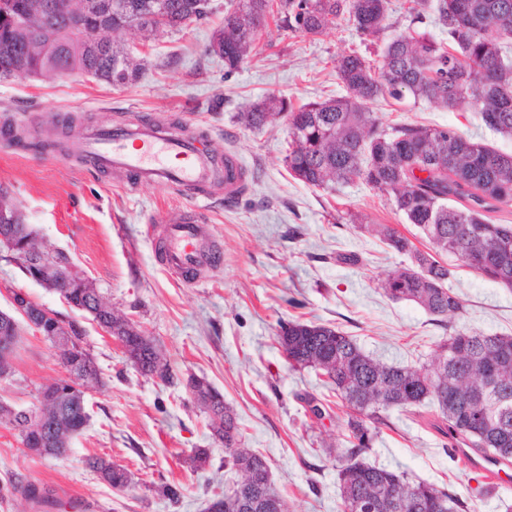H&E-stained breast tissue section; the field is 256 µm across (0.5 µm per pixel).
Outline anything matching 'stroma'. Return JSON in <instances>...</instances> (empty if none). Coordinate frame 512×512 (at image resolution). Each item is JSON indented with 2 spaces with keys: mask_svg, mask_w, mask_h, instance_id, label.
I'll list each match as a JSON object with an SVG mask.
<instances>
[{
  "mask_svg": "<svg viewBox=\"0 0 512 512\" xmlns=\"http://www.w3.org/2000/svg\"><path fill=\"white\" fill-rule=\"evenodd\" d=\"M226 2L211 0L209 18L144 48L145 74L131 85L116 88L78 75L0 82V128L64 150L38 153L0 139V187L51 248L67 252L104 299L150 336L175 374L170 383L141 375L90 314L1 261L0 310H9L12 287L79 324L102 382L88 387V423L64 457L31 455L13 430L0 426V487L35 481L50 490L54 504L77 495L93 512H204L214 494L243 474L225 467L209 416L186 386L193 375L223 394L243 447L267 458L290 512H340L336 460L328 448L346 438L348 416L314 372L289 366L276 340L280 323L324 324L353 336L366 353L416 366L429 365L448 334L423 308L390 300L379 286L405 257L367 225H393L427 249L416 228L363 180L329 193L292 177L285 163L287 124L252 130L237 120L244 103L270 95L296 106L344 95L336 76L342 55L355 52L376 65L393 36L416 30L440 40L443 32L431 20H415L411 0H391L385 30L370 37L358 36L344 18L317 36L291 33L278 29L273 15L252 56L228 74L223 61L206 52ZM370 108L386 127L452 126L512 155V137L487 129L466 100L443 108L410 97L379 99ZM142 119L207 133L213 150L236 154L243 167V194H216L202 210L222 260L204 268L193 285L158 264L149 237L151 225L193 208V201L166 188L130 187L87 166L78 153L80 128ZM447 263L448 286L464 306L455 328L511 336L512 289L455 257ZM11 362V373L0 378V400L14 406H31L63 373L50 342L31 330ZM196 448L211 451L206 469L191 467ZM93 454L124 466L130 488L115 490L87 468L85 458ZM365 459L455 493L467 512H505L512 505V484L493 487L467 469L422 407L387 412ZM163 483L180 486L179 505L158 493Z\"/></svg>",
  "mask_w": 512,
  "mask_h": 512,
  "instance_id": "1",
  "label": "stroma"
}]
</instances>
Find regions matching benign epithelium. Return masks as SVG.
I'll list each match as a JSON object with an SVG mask.
<instances>
[{"label":"benign epithelium","mask_w":512,"mask_h":512,"mask_svg":"<svg viewBox=\"0 0 512 512\" xmlns=\"http://www.w3.org/2000/svg\"><path fill=\"white\" fill-rule=\"evenodd\" d=\"M104 12L112 13L110 0H84L78 8H67L70 31L82 37L89 47L109 45L108 33L112 32V26L99 19L93 20L94 16ZM57 254L59 251H50L42 239H36L29 233L28 225L19 209L14 206H0V256L23 258L29 266L26 277L45 288L54 284L62 288L71 282H76L83 288L93 287L87 278L77 272L71 259H57ZM7 293L11 308L8 312H0V328L9 331L23 321L37 335L52 341L69 354L87 352L84 339L69 335L66 326L50 309L38 304L25 293L10 289ZM40 312L45 313L51 322L45 324L34 320V316ZM63 370L64 375L56 381L53 392L40 391L35 406L24 409L6 406L9 420L16 430L24 431L26 436L22 447L42 448L53 441L58 429L62 428L63 413L71 406L73 397H84L92 378L79 368L76 361L66 364ZM43 403L55 406L53 417L49 418L37 411Z\"/></svg>","instance_id":"obj_1"}]
</instances>
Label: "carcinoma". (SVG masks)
Segmentation results:
<instances>
[{
	"mask_svg": "<svg viewBox=\"0 0 512 512\" xmlns=\"http://www.w3.org/2000/svg\"><path fill=\"white\" fill-rule=\"evenodd\" d=\"M47 0H14V15L24 16L20 30L13 19L0 21V81L20 77V66L54 76L60 69L91 71L95 79L126 85L144 72L145 59L112 52L88 51L67 29L63 10L44 12ZM389 0H279L277 14L285 31L318 35L345 17L361 37L385 27ZM270 0H230L224 24L214 33L224 41V71L239 69L254 50L256 37L268 24ZM419 21L431 16L448 33L438 42L425 32L410 31L391 39L381 64L351 53L340 58L337 77L347 95L293 107L283 96L250 103L238 120L250 129L288 122L291 142L286 161L292 176L334 192L355 179L382 193L406 223L415 225L431 251H422L396 228L374 224L369 232L408 263L382 281L385 295L411 301L433 321L451 327L462 301L445 283L452 275L439 255H452L488 278L512 288V224L495 214L512 204V155L475 143L451 126L400 125L386 129L369 103L407 96L447 108L470 101L482 124L512 136V0H412ZM161 12L168 32L207 18L209 0H112V33L134 29L153 36L150 18ZM60 296L81 309L107 333L121 315L98 309L85 289L74 285ZM20 332L0 335V370L9 366ZM277 339L293 369L311 370L324 378L341 404L350 410L348 446L336 445L339 463L340 512H361L365 499L383 501L376 512H465L464 502L434 484L405 472L364 461L383 413L409 407L431 408L433 426L457 443L501 461L512 460V336L455 331L437 345L430 367L388 363L367 353L342 331L312 322L290 321ZM144 362L143 375L174 380L169 365ZM88 412L66 418L62 438L41 457L67 454L68 440L88 421ZM215 436L224 444V464L256 474L262 500L289 512L288 502L270 478L266 458L241 447L234 413L222 403L211 413ZM87 466L118 491L131 483L123 467L92 455ZM14 491L33 503L48 501L50 491L31 481L12 483ZM238 487L211 498L205 512H263L238 507Z\"/></svg>",
	"mask_w": 512,
	"mask_h": 512,
	"instance_id": "cac0c4a2",
	"label": "carcinoma"
}]
</instances>
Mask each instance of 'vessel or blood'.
Masks as SVG:
<instances>
[{
    "mask_svg": "<svg viewBox=\"0 0 512 512\" xmlns=\"http://www.w3.org/2000/svg\"><path fill=\"white\" fill-rule=\"evenodd\" d=\"M82 156L96 166L125 177L135 186H156L190 195L195 202L212 198L216 176L224 178V194L237 196L244 187L242 165L233 153L216 159L200 146V138L153 121L94 130L84 134ZM161 248L160 262L185 283H195L216 252L198 211L173 213L152 225ZM470 469L496 484L512 481V466L458 449Z\"/></svg>",
    "mask_w": 512,
    "mask_h": 512,
    "instance_id": "vessel-or-blood-1",
    "label": "vessel or blood"
}]
</instances>
